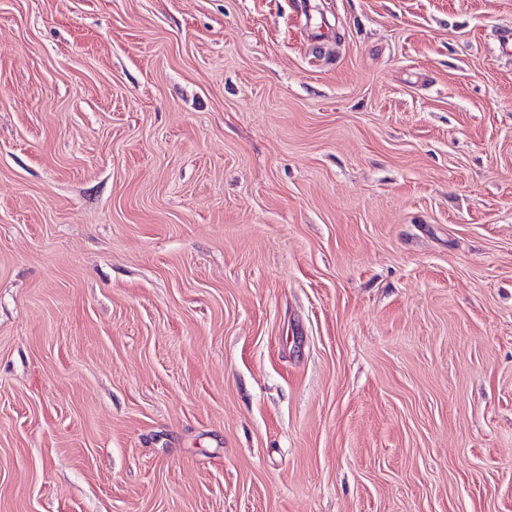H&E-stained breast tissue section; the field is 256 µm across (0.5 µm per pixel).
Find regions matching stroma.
Wrapping results in <instances>:
<instances>
[{"mask_svg":"<svg viewBox=\"0 0 512 512\" xmlns=\"http://www.w3.org/2000/svg\"><path fill=\"white\" fill-rule=\"evenodd\" d=\"M512 0H0V512H512Z\"/></svg>","mask_w":512,"mask_h":512,"instance_id":"stroma-1","label":"stroma"}]
</instances>
